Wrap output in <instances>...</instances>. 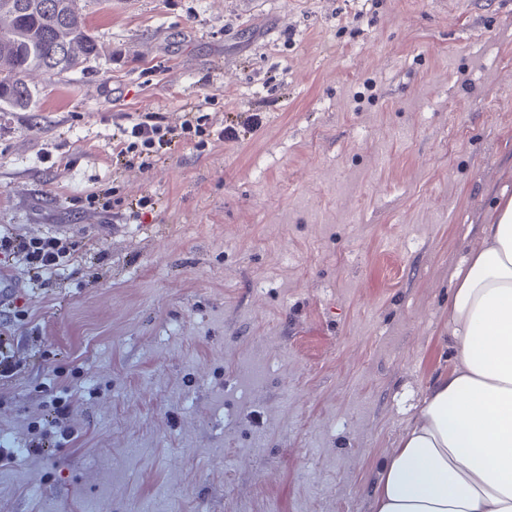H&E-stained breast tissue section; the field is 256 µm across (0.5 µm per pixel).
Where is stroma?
Returning a JSON list of instances; mask_svg holds the SVG:
<instances>
[{
  "label": "stroma",
  "instance_id": "35a3bbf8",
  "mask_svg": "<svg viewBox=\"0 0 512 512\" xmlns=\"http://www.w3.org/2000/svg\"><path fill=\"white\" fill-rule=\"evenodd\" d=\"M101 54L0 112L16 282L0 512H373L452 275L512 193V0H87ZM200 107L126 168L112 135ZM70 440L29 451L43 401ZM73 243L57 237L19 238L0 233V254L11 256L33 280L55 275L76 252Z\"/></svg>",
  "mask_w": 512,
  "mask_h": 512
}]
</instances>
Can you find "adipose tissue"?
<instances>
[{
    "label": "adipose tissue",
    "mask_w": 512,
    "mask_h": 512,
    "mask_svg": "<svg viewBox=\"0 0 512 512\" xmlns=\"http://www.w3.org/2000/svg\"><path fill=\"white\" fill-rule=\"evenodd\" d=\"M453 277L456 365L386 460L375 512H512V195L501 194Z\"/></svg>",
    "instance_id": "adipose-tissue-1"
}]
</instances>
